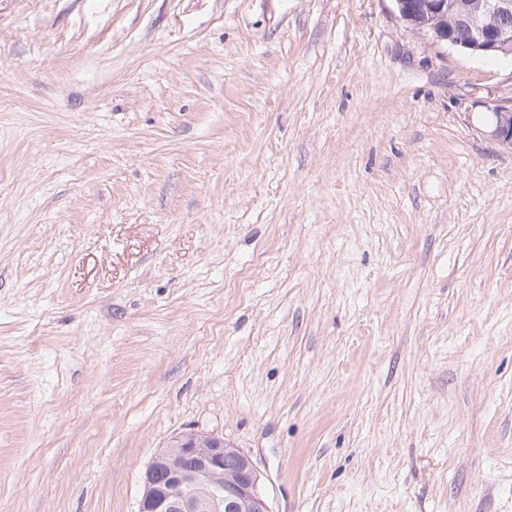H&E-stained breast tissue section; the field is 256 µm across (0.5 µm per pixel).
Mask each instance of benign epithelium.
Wrapping results in <instances>:
<instances>
[{"instance_id":"7a95c632","label":"benign epithelium","mask_w":512,"mask_h":512,"mask_svg":"<svg viewBox=\"0 0 512 512\" xmlns=\"http://www.w3.org/2000/svg\"><path fill=\"white\" fill-rule=\"evenodd\" d=\"M432 44L475 55L512 53V0H392ZM478 132L512 152V100L486 105ZM138 512H271L253 460L224 438L174 436L147 465Z\"/></svg>"}]
</instances>
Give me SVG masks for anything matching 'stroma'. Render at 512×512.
<instances>
[{
	"label": "stroma",
	"instance_id": "35a3bbf8",
	"mask_svg": "<svg viewBox=\"0 0 512 512\" xmlns=\"http://www.w3.org/2000/svg\"><path fill=\"white\" fill-rule=\"evenodd\" d=\"M511 98L391 0H0V512L189 430L273 512H512ZM484 125L477 131L500 149L512 152V100L485 105Z\"/></svg>",
	"mask_w": 512,
	"mask_h": 512
}]
</instances>
